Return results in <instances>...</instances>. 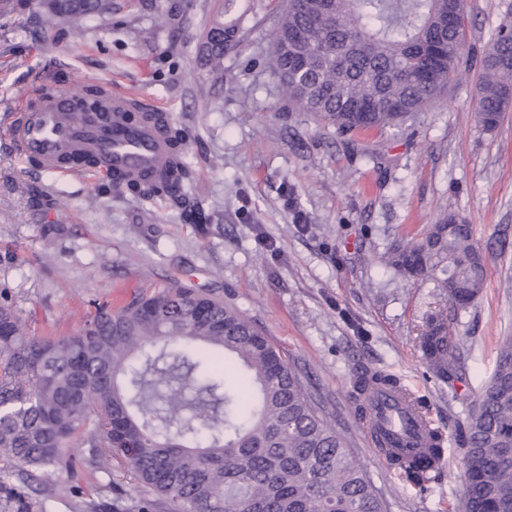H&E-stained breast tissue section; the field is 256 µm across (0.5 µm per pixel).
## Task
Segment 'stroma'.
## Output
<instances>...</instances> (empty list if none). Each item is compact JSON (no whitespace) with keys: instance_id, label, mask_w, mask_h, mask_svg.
I'll return each mask as SVG.
<instances>
[{"instance_id":"stroma-1","label":"stroma","mask_w":512,"mask_h":512,"mask_svg":"<svg viewBox=\"0 0 512 512\" xmlns=\"http://www.w3.org/2000/svg\"><path fill=\"white\" fill-rule=\"evenodd\" d=\"M277 0H112L109 17L43 27L35 7L0 17V130L44 86L77 91L91 78L170 113L197 173L201 234L160 199L90 174L30 166L0 140V290L33 336L77 333L97 305H120L176 284L207 289L261 331L298 373L386 512H463L462 435L512 336V105L498 125L476 120L480 59L512 0H463L459 75L401 127L340 133L299 109L271 68ZM238 22L243 41L207 62L212 20ZM471 224L487 256L485 286L451 310L435 282L386 265L396 244L431 225ZM445 313L462 376L433 374L419 337ZM394 376L425 399L445 436L446 468L419 487L395 478L361 430V367ZM75 475L35 471L19 482L0 461V512L17 497L37 512H147L120 462Z\"/></svg>"}]
</instances>
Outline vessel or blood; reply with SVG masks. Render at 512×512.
<instances>
[{
    "label": "vessel or blood",
    "mask_w": 512,
    "mask_h": 512,
    "mask_svg": "<svg viewBox=\"0 0 512 512\" xmlns=\"http://www.w3.org/2000/svg\"><path fill=\"white\" fill-rule=\"evenodd\" d=\"M110 108L94 114L91 122L74 117L77 98L71 93L40 96L37 103L11 114L5 135L19 158L37 160L44 171L74 172V156H92V174L108 177L122 174L132 180H161L168 175L171 152L164 124L137 123L124 118L130 100L112 94ZM372 418L363 433L372 451L382 460L399 459L404 466L434 472L445 460L435 448L427 416L413 411L396 388L370 382L361 394Z\"/></svg>",
    "instance_id": "vessel-or-blood-1"
}]
</instances>
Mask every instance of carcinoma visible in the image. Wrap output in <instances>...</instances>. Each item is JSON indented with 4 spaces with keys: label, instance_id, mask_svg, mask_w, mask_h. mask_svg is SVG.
I'll return each instance as SVG.
<instances>
[{
    "label": "carcinoma",
    "instance_id": "1",
    "mask_svg": "<svg viewBox=\"0 0 512 512\" xmlns=\"http://www.w3.org/2000/svg\"><path fill=\"white\" fill-rule=\"evenodd\" d=\"M46 24L81 26L112 0H39ZM270 56L288 97L343 133L400 125L429 106L457 72L466 37L460 0H282ZM241 42L214 21L209 61ZM476 116L497 126L512 101V20L498 25L482 61ZM81 112L105 106L81 87ZM171 181H127L143 196L178 203L193 189L183 135L169 130ZM485 254L470 224H434L386 262L433 279L453 308L484 288ZM429 369L451 370L457 348L441 314L420 336ZM242 368L224 382L225 355ZM90 461L104 453L130 471L156 512H383L372 483L288 362L240 312L208 293L168 287L107 305L75 336L37 338L0 301V461L72 474L62 450L74 439ZM466 512H512V336L463 435Z\"/></svg>",
    "mask_w": 512,
    "mask_h": 512
}]
</instances>
